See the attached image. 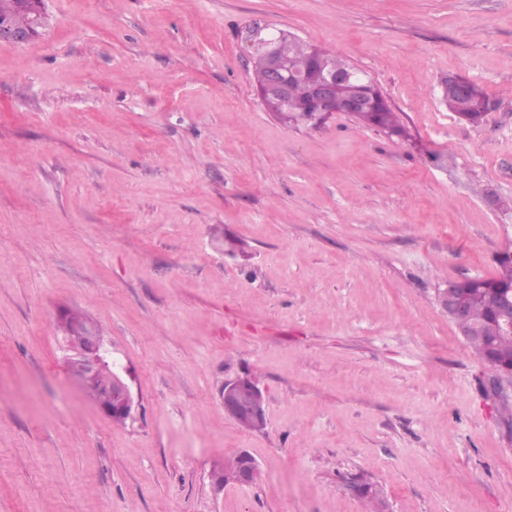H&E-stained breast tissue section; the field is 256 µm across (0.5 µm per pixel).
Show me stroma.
I'll list each match as a JSON object with an SVG mask.
<instances>
[{
  "mask_svg": "<svg viewBox=\"0 0 512 512\" xmlns=\"http://www.w3.org/2000/svg\"><path fill=\"white\" fill-rule=\"evenodd\" d=\"M0 43V512H512V418L436 296L512 247V0H44ZM366 72L408 130L292 126L254 24ZM501 107L472 126L448 76ZM130 368L106 418L62 311ZM268 425L224 414L227 378ZM256 484L217 487L225 457ZM221 400L225 416L241 429L250 432L265 429L268 423L267 399L263 389L252 377L245 375L226 379L221 390Z\"/></svg>",
  "mask_w": 512,
  "mask_h": 512,
  "instance_id": "35a3bbf8",
  "label": "stroma"
}]
</instances>
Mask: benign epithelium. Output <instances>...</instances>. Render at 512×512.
<instances>
[{
    "label": "benign epithelium",
    "mask_w": 512,
    "mask_h": 512,
    "mask_svg": "<svg viewBox=\"0 0 512 512\" xmlns=\"http://www.w3.org/2000/svg\"><path fill=\"white\" fill-rule=\"evenodd\" d=\"M32 26L25 30H19L5 21L0 24V42L21 45L32 39L42 24V6L33 2ZM355 72L342 74H330L318 78L312 87L306 101V109L312 113L316 122H321L333 112H344L355 115L363 112L368 107V99L373 93L343 101L336 100V84L345 79H351ZM299 75L292 72L285 73V66L277 59L272 58L268 70V88L288 95V82L297 79ZM462 282L451 281L446 287L439 290L437 302L448 318L455 324L460 335L468 337L473 331L468 329L469 322L466 307L459 298V288ZM487 306L490 307L499 319L500 333L512 334V294H507L498 289L486 290ZM62 319L68 322L72 329L71 335L81 337V341L71 346L72 355L68 357L67 368L71 376L80 386L98 379L101 375L110 376V381L105 387L108 404L100 407L101 412L108 418L125 421L132 413L134 400L128 378L129 370L118 361L111 358L105 348L104 338L97 326L88 318L81 317L70 319V314L65 312ZM489 361L498 367L493 388L498 397L503 401H511L512 393L502 385V380L509 381L512 386V367L499 362L495 353H490ZM221 400L224 406V414L233 420L241 429L257 432L259 427L268 423L267 399L265 392L259 384L250 376H238L224 380L221 390ZM259 479V469L252 457L245 452H240L224 460V468L220 470L219 482H232L241 486L254 484Z\"/></svg>",
    "instance_id": "benign-epithelium-1"
}]
</instances>
